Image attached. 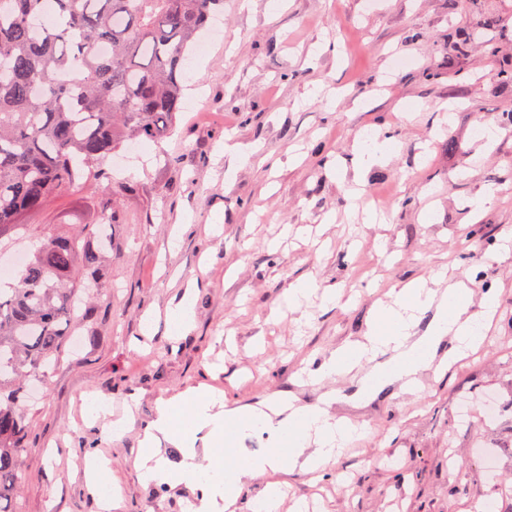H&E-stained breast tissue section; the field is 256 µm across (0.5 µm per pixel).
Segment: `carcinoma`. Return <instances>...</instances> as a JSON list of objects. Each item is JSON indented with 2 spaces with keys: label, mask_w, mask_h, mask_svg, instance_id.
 <instances>
[{
  "label": "carcinoma",
  "mask_w": 512,
  "mask_h": 512,
  "mask_svg": "<svg viewBox=\"0 0 512 512\" xmlns=\"http://www.w3.org/2000/svg\"><path fill=\"white\" fill-rule=\"evenodd\" d=\"M224 0H0V239L129 144L176 127L184 61ZM106 43L103 56L98 46ZM94 235L30 238L17 284L0 290V512L14 498L26 448V383L47 385L76 323L80 274L100 277Z\"/></svg>",
  "instance_id": "carcinoma-1"
}]
</instances>
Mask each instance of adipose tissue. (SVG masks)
I'll return each mask as SVG.
<instances>
[{
  "instance_id": "obj_1",
  "label": "adipose tissue",
  "mask_w": 512,
  "mask_h": 512,
  "mask_svg": "<svg viewBox=\"0 0 512 512\" xmlns=\"http://www.w3.org/2000/svg\"><path fill=\"white\" fill-rule=\"evenodd\" d=\"M469 298V287L462 281L441 294L423 279L392 289L389 302L375 308L364 339L339 346L319 364L306 368V384L322 383L385 355L398 363L405 376L429 368V360L408 339L421 313L431 308L438 315L425 343L433 345L451 336L455 346L449 356L457 358L479 341L494 311L493 296H486L477 312L470 311ZM334 399L327 393L316 404L297 407L276 396L258 412L228 408L224 396L205 390L161 402L144 432V452L137 464L140 477L158 485L201 486L202 495L191 512H217L219 506H232L245 486L268 471L326 470L356 432L346 419L331 416ZM253 429L269 433L273 445L262 454L241 455L235 439ZM165 442L183 448L179 468H170L161 456Z\"/></svg>"
}]
</instances>
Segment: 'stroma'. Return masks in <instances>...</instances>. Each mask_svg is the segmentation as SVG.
I'll return each instance as SVG.
<instances>
[{"instance_id": "stroma-1", "label": "stroma", "mask_w": 512, "mask_h": 512, "mask_svg": "<svg viewBox=\"0 0 512 512\" xmlns=\"http://www.w3.org/2000/svg\"><path fill=\"white\" fill-rule=\"evenodd\" d=\"M221 28L200 34L203 63L172 135L124 155L130 191L115 201L76 188L25 218L35 235L72 232L115 201L123 221L97 224L111 293L81 305L29 402L17 512H100L83 475L93 456L122 489L120 512H188L197 486L143 482L135 463L160 401L201 384L243 408L342 390L333 413L361 435L322 483L342 477L344 488L319 500L313 474L291 470L279 512L299 500L312 512H389L395 501L471 512L487 495L512 512V256H498L512 234V0H224ZM452 35L469 40L466 54L450 52ZM369 131L391 151L360 171ZM228 146L250 161L229 166ZM365 207L378 223L355 217ZM442 274L496 298L472 362L426 372L419 396L395 384L359 398L336 377L301 384L307 362L362 339L391 287ZM303 281L317 289L289 311ZM331 284L341 295L328 303ZM186 299L194 322L178 336L167 313ZM93 395L117 415L135 403L133 424L116 435L91 419ZM462 401L474 410L466 425Z\"/></svg>"}]
</instances>
